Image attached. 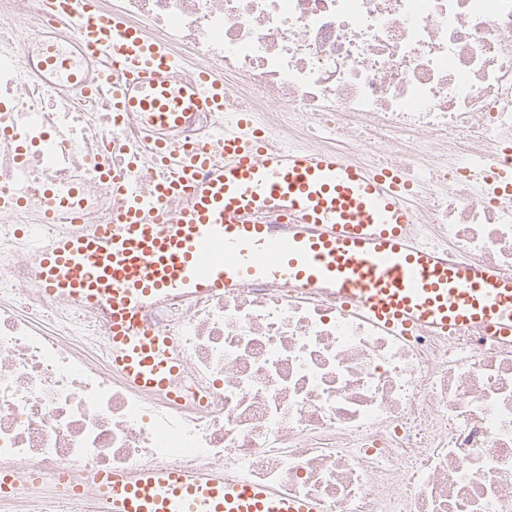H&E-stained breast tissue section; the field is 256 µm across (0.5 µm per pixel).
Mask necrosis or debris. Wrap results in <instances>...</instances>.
<instances>
[{"mask_svg": "<svg viewBox=\"0 0 512 512\" xmlns=\"http://www.w3.org/2000/svg\"><path fill=\"white\" fill-rule=\"evenodd\" d=\"M180 74L224 86L179 144L246 119L268 147L340 149L416 191L414 229L512 270V200L476 192L512 165V0H96ZM83 0H0V512H63L75 485L146 465L220 469L322 512H512V340L474 327L396 334L334 298L253 284L152 314L184 364L170 389L113 370L105 308L33 286L36 252L108 224L122 189L158 197L153 141L100 87L54 84L44 41L77 45ZM80 206L45 223L48 188Z\"/></svg>", "mask_w": 512, "mask_h": 512, "instance_id": "4bbe7bcc", "label": "necrosis or debris"}]
</instances>
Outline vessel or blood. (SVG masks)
Returning <instances> with one entry per match:
<instances>
[{
    "label": "vessel or blood",
    "mask_w": 512,
    "mask_h": 512,
    "mask_svg": "<svg viewBox=\"0 0 512 512\" xmlns=\"http://www.w3.org/2000/svg\"><path fill=\"white\" fill-rule=\"evenodd\" d=\"M76 23L88 48L121 63L114 105L139 113L148 133L164 136L189 112L223 111L222 86L182 78L139 31L91 9ZM40 66L71 82H92L50 42ZM223 139V164L203 151L173 161L158 198H181L182 208L168 223H150L128 200L111 223L61 236L35 256V282L48 294L107 307L110 359L129 382L164 390L180 371L172 337L145 319L158 300L252 282L328 292L402 333L487 326L512 337V275L453 262L448 248L418 242L411 232L415 196L395 176L336 153L271 152L239 127ZM267 214L292 223L278 231L264 222ZM94 481L106 512H322L315 500L214 469L149 465Z\"/></svg>",
    "instance_id": "b4317fda"
}]
</instances>
